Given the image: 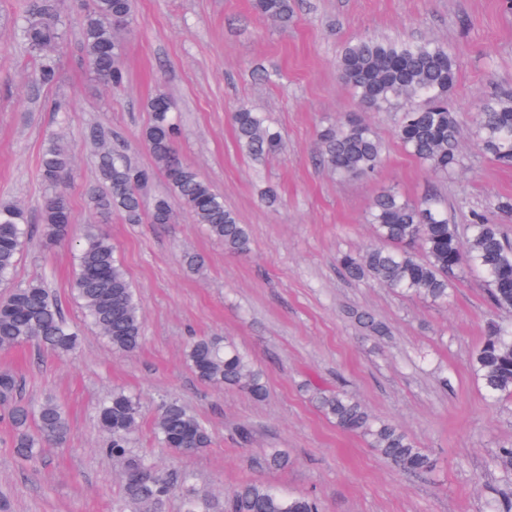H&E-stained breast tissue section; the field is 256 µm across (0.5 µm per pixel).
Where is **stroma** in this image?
<instances>
[{"label":"stroma","instance_id":"35a3bbf8","mask_svg":"<svg viewBox=\"0 0 512 512\" xmlns=\"http://www.w3.org/2000/svg\"><path fill=\"white\" fill-rule=\"evenodd\" d=\"M23 4L0 0V201L21 204L32 229L15 284L43 278L80 342L64 357L33 346L0 351V371L22 379L26 399H58L71 424L62 447L24 462L0 408V497L9 512H118L124 467L100 453L95 414L117 387L143 405L134 448L220 499L258 480L314 496L322 512H487L491 489H512L492 465L497 448L512 441V402L488 399L468 369L493 312L479 274L463 276L448 304L436 305L349 280L336 264L338 255L373 245L365 216L383 189L412 200L437 196L449 222L462 226L497 198L512 197V168L495 164L470 136L483 100L512 91L507 0H296L285 28L261 18L252 0H135L124 79L109 89L82 58V0H61L69 30L58 83H37L16 31ZM365 35L435 40L455 58L451 97L465 157L456 174L422 167L395 137L396 113L365 111L340 80V51ZM158 93L180 121V158L248 225V254L225 252L179 208L170 224H129L118 214L100 220L89 207L100 145L154 168L142 133L146 103ZM242 108L266 114L282 137L279 153L257 160L241 151L231 117ZM352 118L374 127L386 161L373 177L340 180L315 159L317 133ZM93 126L101 142L89 140ZM50 136L72 152V224L103 223L141 303L135 352L112 351L85 322L70 293L71 248L47 245L42 235L39 157ZM188 255L198 257L197 267L185 264ZM356 310L373 313L391 336L366 335ZM195 336H222L246 351L265 374V397L201 382L184 360ZM316 388L352 392L375 416L401 425L429 453L433 471L409 476L392 468L319 411ZM169 398L207 426L212 443L204 452L179 456L157 445L155 408ZM243 426L252 433L246 443L238 436ZM271 448L286 452L287 467L265 465Z\"/></svg>","mask_w":512,"mask_h":512}]
</instances>
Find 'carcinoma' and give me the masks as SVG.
Listing matches in <instances>:
<instances>
[{
  "label": "carcinoma",
  "instance_id": "carcinoma-1",
  "mask_svg": "<svg viewBox=\"0 0 512 512\" xmlns=\"http://www.w3.org/2000/svg\"><path fill=\"white\" fill-rule=\"evenodd\" d=\"M58 0H25L18 22L20 38L38 82L45 86L59 78L56 47L66 34ZM265 19L283 26L294 17V0H253ZM134 24V0H85L80 47L93 79L102 87L123 80L120 59L122 35ZM340 79L369 112L399 111L396 135L404 148L429 170L448 175L462 165L461 129L448 98L456 80L457 64L447 47L435 41L412 42L362 37L339 54ZM151 122L143 139L164 172L181 207L207 233L234 254L250 251L247 225L224 207V198L197 170L177 153L180 128L172 116L173 105L164 94L146 104ZM242 148L255 158L277 153L281 138L261 112L241 109L232 116ZM472 136L494 162L512 166V93L491 96L473 123ZM69 148L54 137L40 156V175L47 193L42 205V232L49 242L73 234L71 211L64 182L69 170ZM317 161L340 179L374 175L383 166L380 140L372 126L349 120L327 126L318 134ZM101 187L92 191L90 203L107 218L121 214L129 224L142 222L141 192L153 171L131 164L110 148L97 155ZM173 211L168 198L156 199L150 220L170 224ZM377 244L361 253L338 258L351 279H371L401 294L446 304L455 280L476 270L484 277L488 298L497 312H512V241L491 216L477 213L461 237L448 221L440 200L408 199L393 189L380 191L367 214ZM29 235L24 208L0 202V285L9 291L0 299V349L29 344L57 354L72 351L79 330L64 317L58 300L42 280L13 286V274ZM71 292L84 317L112 347L135 351L142 339V310L135 290L115 254L111 237L98 225H88L78 237L76 270ZM360 326L375 336L388 335L386 326L371 314L355 315ZM185 359L197 377L213 387H237L256 399L265 396L263 374L253 360L233 343L215 336H200L185 348ZM470 368L486 395L494 401L512 399V323L497 317L485 325L484 339ZM320 411L339 429L363 437L370 447L398 470L409 475L432 471L434 463L403 429L375 418L344 390L315 389ZM0 405L9 408L15 429L14 452L21 460L62 446L69 419L53 397L36 406L22 402L21 384L10 371L0 372ZM105 434L101 451L124 464V508L130 512H159L174 493H181L185 512H319L316 498L288 495L261 481L238 485L224 500L198 491L187 477L174 479L155 468L131 448L142 419L136 396L114 389L97 407ZM158 441L178 454L198 453L211 444V435L196 414L175 399L162 401L154 414ZM504 476H512V444L498 448L492 458Z\"/></svg>",
  "mask_w": 512,
  "mask_h": 512
}]
</instances>
